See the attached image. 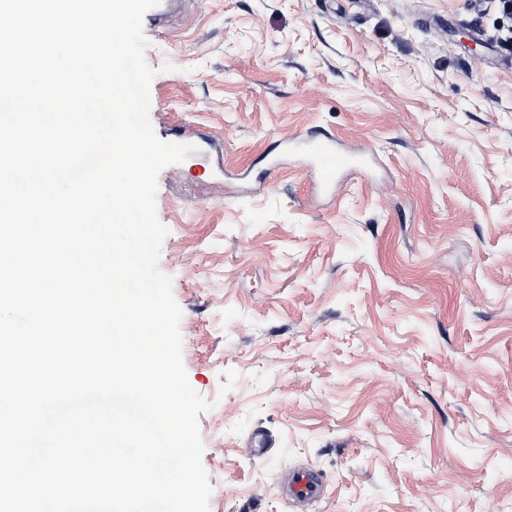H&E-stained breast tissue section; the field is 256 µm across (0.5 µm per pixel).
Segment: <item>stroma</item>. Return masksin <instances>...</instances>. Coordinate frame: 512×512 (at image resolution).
Listing matches in <instances>:
<instances>
[{
    "instance_id": "35a3bbf8",
    "label": "stroma",
    "mask_w": 512,
    "mask_h": 512,
    "mask_svg": "<svg viewBox=\"0 0 512 512\" xmlns=\"http://www.w3.org/2000/svg\"><path fill=\"white\" fill-rule=\"evenodd\" d=\"M143 34L155 134L205 142L156 213L210 512H512V25L481 0H173ZM318 133L367 170L313 191L290 142ZM299 467L325 483L302 509Z\"/></svg>"
}]
</instances>
